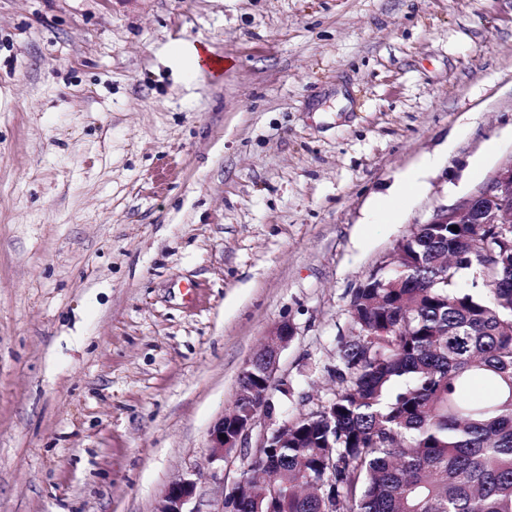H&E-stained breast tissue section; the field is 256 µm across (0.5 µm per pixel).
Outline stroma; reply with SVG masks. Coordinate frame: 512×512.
<instances>
[{"label": "stroma", "instance_id": "1", "mask_svg": "<svg viewBox=\"0 0 512 512\" xmlns=\"http://www.w3.org/2000/svg\"><path fill=\"white\" fill-rule=\"evenodd\" d=\"M511 155L512 0H0V512L182 478L213 512L258 440L217 463L208 431L275 327L270 429L336 391L363 280ZM439 156H425L412 169L408 170L402 180L400 195L416 192L421 186V178L429 171H432L439 163ZM273 336L277 343L276 351L273 353V355L271 357H266L264 359V362H265L264 374L269 379V382H271V383L273 381V375H274V372L277 367L279 352L282 347H284L285 345L288 344V336H294V329L289 323L283 322L275 328ZM278 336H282L283 340H279Z\"/></svg>", "mask_w": 512, "mask_h": 512}]
</instances>
